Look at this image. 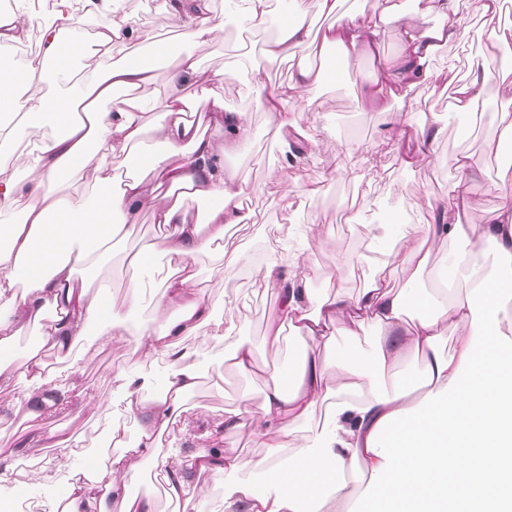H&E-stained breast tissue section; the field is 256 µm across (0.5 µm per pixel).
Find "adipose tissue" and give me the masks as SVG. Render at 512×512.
Masks as SVG:
<instances>
[{"instance_id": "1", "label": "adipose tissue", "mask_w": 512, "mask_h": 512, "mask_svg": "<svg viewBox=\"0 0 512 512\" xmlns=\"http://www.w3.org/2000/svg\"><path fill=\"white\" fill-rule=\"evenodd\" d=\"M214 0H160L174 31L161 49L175 69L157 84L141 51L155 39L124 9V0H55L49 17L30 0H14L0 16V59L39 28V53L23 67L0 70V383L22 381L27 417L38 423L66 404L56 393V372L37 354L4 359L17 338L37 328L43 344L71 356L89 336L109 337L146 361L165 356L170 375L162 392L136 396L128 408L142 418L140 438L112 457L96 475L76 473L64 499L45 512H157L150 498L132 496L141 462L160 474L169 498L192 492V475L207 471L255 470L224 495L226 512H337L363 479L377 492L362 512H512V306L504 298L502 274H512V203L502 202L482 223L469 222L479 209V178L466 159L452 204L412 197L425 211L422 224L394 215L369 225L378 258L357 293L316 294L309 282L312 258L322 245L307 234L297 252L258 272L275 301L265 342L294 347L287 370H275L260 395L243 393L238 406L211 436L209 448L187 458L171 456L161 438L169 433L188 396L200 384L191 362L190 338L213 320L215 303L199 286L195 259L218 249L225 263L242 253L229 235L247 223L244 188L225 157L239 152L253 134L248 112L224 105V79L244 76L264 95L276 120L281 164L269 177H283L294 147L316 140L303 127L300 104L327 80L324 70L298 65L287 86L267 91L254 63L232 55L222 74L203 75L185 43L205 44L223 31ZM239 28L275 34L263 46L270 60L290 58L320 40L323 48L349 59L378 54L387 20L398 21L399 50L384 61L364 92L377 108L404 167L428 159L446 128L442 116L417 122L413 111L390 112L389 101L428 82L430 59L465 41L463 0H413L408 13L393 0H375L370 11L342 18V0H225ZM109 17L89 36L87 19ZM328 18L314 30L313 17ZM125 52L112 59L115 42ZM492 71L476 56L465 76L449 71L452 109L473 111ZM83 104L90 123L72 120ZM40 132L25 151L14 143L20 132ZM138 170L117 181L122 165ZM79 179L94 191L91 204L73 201L65 184ZM165 227L160 243L144 246L127 267L128 292L116 303L96 288L112 258V247L138 224L143 208ZM460 249L435 275L458 281L459 289L394 288L388 270L417 272L449 241ZM491 252V268L472 257L474 246ZM173 265L159 281L149 321L129 325L142 303L144 274L157 255ZM365 338V360L341 349L338 340ZM247 434L263 448L245 457L224 447L226 433Z\"/></svg>"}]
</instances>
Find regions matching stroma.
<instances>
[{
    "label": "stroma",
    "mask_w": 512,
    "mask_h": 512,
    "mask_svg": "<svg viewBox=\"0 0 512 512\" xmlns=\"http://www.w3.org/2000/svg\"><path fill=\"white\" fill-rule=\"evenodd\" d=\"M471 50L470 41L442 49L430 63L434 81L413 87L404 100L392 102V111L411 108L425 122L430 121L433 114L447 112L448 87L444 77L449 65L467 64ZM377 67L375 59L356 57L346 81L328 82L308 94V111L303 118L306 124L313 126L315 135L321 136L322 143L302 154L299 171L307 185L320 186L321 191L309 197L301 208L279 199L266 183L269 161L276 152L272 116L245 80L225 79V106L247 111L253 120L255 138L250 147V162L241 163L236 156L226 161L252 188L248 195L252 221L232 228L234 237L243 246L239 262L219 271L215 268V256L207 254L197 258L196 267L202 287L214 299L233 303L237 334L253 346L258 370L252 379H243L225 369L223 344L210 337L194 341V362L203 376L199 388L186 402V412L165 440L166 448L172 453L181 454L207 445L208 432L222 428L225 413L236 407L241 391L260 392L267 371L288 364L291 345L274 351L263 342L273 300L255 282L253 273L289 245L294 225H317L325 240L323 249L314 257L311 287L321 294L336 290L353 294L361 288L369 268L349 264L348 259L367 251V207L373 200L387 201L403 223H420L421 216L409 208V199L422 194L440 203L452 202L459 178L456 159L462 154L468 155L471 168L480 175L479 195L483 206L479 219L489 218L502 203L505 192L512 188V164L503 158L495 159L489 147L498 136L500 113H512V100L500 94L497 84L491 82L486 86L483 98L491 109L483 114L471 137H460L456 124H449L430 162L406 169L386 144L382 126L377 120L365 117L363 90L366 82L374 78ZM349 141L360 145L359 153L351 157L343 151ZM336 165L345 166L347 176L335 185L321 187L324 172ZM157 235L151 214L145 211L128 238L114 245L106 283L116 301H123L126 294L124 261L127 254L154 241ZM34 350L27 337L22 336L14 344L12 355L20 359ZM35 351L48 366L60 370L66 387L93 394L100 407L91 414L79 412L76 405L67 404L44 419L42 429L53 428L80 440L79 448L73 449L65 469L55 464L57 449L45 447L39 440L40 429L29 427L24 407L14 408L9 419L0 423V441L23 442L28 446L19 462L0 477V498L27 502L28 512H41L44 503L66 493L72 471L104 464L107 438L123 431L138 434L141 420L127 409L137 388L125 385L124 376L140 370L148 378L151 390L159 391L169 373V364L163 357L138 364L98 337L92 338L88 351L77 360L62 359L45 346ZM234 481V476L220 471L202 476L200 484L205 491L192 494L184 502L185 512H225L224 489Z\"/></svg>",
    "instance_id": "1"
}]
</instances>
